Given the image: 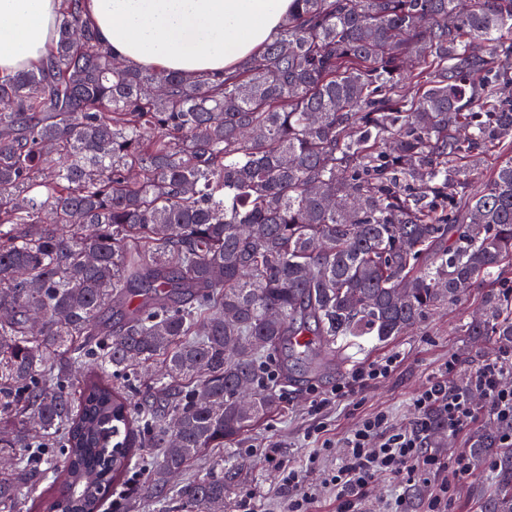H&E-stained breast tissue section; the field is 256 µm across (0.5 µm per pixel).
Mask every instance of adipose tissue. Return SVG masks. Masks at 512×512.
I'll use <instances>...</instances> for the list:
<instances>
[{"instance_id": "obj_1", "label": "adipose tissue", "mask_w": 512, "mask_h": 512, "mask_svg": "<svg viewBox=\"0 0 512 512\" xmlns=\"http://www.w3.org/2000/svg\"><path fill=\"white\" fill-rule=\"evenodd\" d=\"M60 0H0V77L38 65L54 43ZM292 0H85L101 43L126 65L219 74L258 54Z\"/></svg>"}]
</instances>
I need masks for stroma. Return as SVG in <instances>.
I'll return each instance as SVG.
<instances>
[{"instance_id": "1", "label": "stroma", "mask_w": 512, "mask_h": 512, "mask_svg": "<svg viewBox=\"0 0 512 512\" xmlns=\"http://www.w3.org/2000/svg\"><path fill=\"white\" fill-rule=\"evenodd\" d=\"M479 288L458 303L442 307L428 315L413 332L377 345L364 342L354 352V365L400 353L401 361L386 378L368 384L358 393L340 402L317 406L316 399L343 378L336 370H327L316 379L298 378L286 384L277 409L266 416L241 439L220 451L206 453L187 470V477L203 474L217 463L237 465L241 478L224 497V512H237L241 500L249 494L259 498L261 512H283L287 497L275 463L263 455L264 448H279L281 459L304 468L305 484L315 490L311 512H336V490L325 484L344 455L343 439L360 419L373 411H386L393 428L407 427L414 418L411 406L415 395L434 378L451 372L457 384H465L471 372L485 360L504 350L492 336H468L460 326L475 315L485 298ZM476 422L463 430L431 434L427 450L443 458L470 451L474 435L495 428L496 420L483 401H476ZM498 482V468L492 458L471 466L448 504V512H484V503Z\"/></svg>"}]
</instances>
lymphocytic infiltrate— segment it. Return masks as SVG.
<instances>
[{
  "mask_svg": "<svg viewBox=\"0 0 512 512\" xmlns=\"http://www.w3.org/2000/svg\"><path fill=\"white\" fill-rule=\"evenodd\" d=\"M398 356H389L354 369L338 382L329 394L321 397V404L344 400L368 382L387 377L397 366ZM512 366V352L485 361L471 375L467 386L459 387L451 381L437 380L423 388L413 399L415 418L408 427L390 431L389 419L384 413H375L364 419L345 437V453L336 469L327 476L337 490L339 512H361L376 475L385 473L398 483L409 484L417 477L431 473L451 472L438 494L430 502V512H446L449 499L458 482L470 470L465 453H457L453 461L441 460L428 453L426 440L434 423L447 425L456 432L469 426L477 417L473 394H480L489 411L504 425L500 435L503 447H512V388L502 383L506 368Z\"/></svg>",
  "mask_w": 512,
  "mask_h": 512,
  "instance_id": "lymphocytic-infiltrate-1",
  "label": "lymphocytic infiltrate"
}]
</instances>
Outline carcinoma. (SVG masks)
I'll use <instances>...</instances> for the list:
<instances>
[{
	"label": "carcinoma",
	"instance_id": "carcinoma-1",
	"mask_svg": "<svg viewBox=\"0 0 512 512\" xmlns=\"http://www.w3.org/2000/svg\"><path fill=\"white\" fill-rule=\"evenodd\" d=\"M511 35L512 0H294L201 77L120 64L61 0L45 61L0 79V512L118 486L224 512L237 468L169 479L273 412L292 364L472 288L466 335L512 342ZM472 454L499 464L485 512H512V448L487 430Z\"/></svg>",
	"mask_w": 512,
	"mask_h": 512
}]
</instances>
